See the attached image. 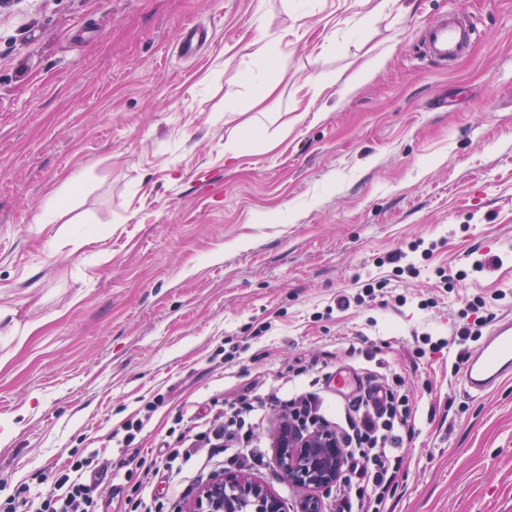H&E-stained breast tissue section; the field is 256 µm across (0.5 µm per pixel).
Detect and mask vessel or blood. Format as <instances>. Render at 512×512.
Returning a JSON list of instances; mask_svg holds the SVG:
<instances>
[{"label": "vessel or blood", "mask_w": 512, "mask_h": 512, "mask_svg": "<svg viewBox=\"0 0 512 512\" xmlns=\"http://www.w3.org/2000/svg\"><path fill=\"white\" fill-rule=\"evenodd\" d=\"M477 36V28L464 13L443 16L424 27V51L432 61L448 64L467 56ZM211 37L208 27L198 23L185 25L176 44L182 57L196 58ZM466 393L481 396L512 378V317L498 319L476 354L460 368Z\"/></svg>", "instance_id": "b4317fda"}]
</instances>
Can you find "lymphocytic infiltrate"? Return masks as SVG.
Masks as SVG:
<instances>
[{
    "mask_svg": "<svg viewBox=\"0 0 512 512\" xmlns=\"http://www.w3.org/2000/svg\"><path fill=\"white\" fill-rule=\"evenodd\" d=\"M366 380L367 387L343 405L333 425L321 415L322 396L313 385L286 398L275 386L260 395L244 394L225 400L223 412L217 414H178L180 432L158 453L134 452V466L126 473L123 489L124 512H164L155 484L181 474L189 463L205 467L222 454L237 467H247L260 451L261 427L274 407L304 431L334 428L344 464L336 485L328 489L333 512H387L403 475L399 450L415 436V413L402 375L370 374ZM111 477L108 454L74 456L44 496L28 499V487L22 484L15 500L25 501L30 512H101L102 489Z\"/></svg>",
    "mask_w": 512,
    "mask_h": 512,
    "instance_id": "lymphocytic-infiltrate-1",
    "label": "lymphocytic infiltrate"
}]
</instances>
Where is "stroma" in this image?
<instances>
[{"label":"stroma","instance_id":"stroma-1","mask_svg":"<svg viewBox=\"0 0 512 512\" xmlns=\"http://www.w3.org/2000/svg\"><path fill=\"white\" fill-rule=\"evenodd\" d=\"M461 8L469 56L429 63L425 23ZM196 21L214 39L179 60ZM263 34L268 97L246 54ZM420 238L439 246L419 278L385 263ZM378 280L376 299L336 309ZM508 313L512 0L0 10V501L43 491L154 395L145 449L180 407L315 363L406 374L416 437L392 512H512V380L476 398L451 370L458 328ZM422 333L445 347L417 353ZM280 423L243 474L300 512Z\"/></svg>","mask_w":512,"mask_h":512}]
</instances>
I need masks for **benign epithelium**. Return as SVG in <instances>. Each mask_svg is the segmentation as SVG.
Returning <instances> with one entry per match:
<instances>
[{
	"instance_id": "benign-epithelium-1",
	"label": "benign epithelium",
	"mask_w": 512,
	"mask_h": 512,
	"mask_svg": "<svg viewBox=\"0 0 512 512\" xmlns=\"http://www.w3.org/2000/svg\"><path fill=\"white\" fill-rule=\"evenodd\" d=\"M277 461L288 479L314 490L336 481L343 453L336 437L316 431L300 435L284 425L276 437ZM185 512H281L278 498L238 474H226L207 484Z\"/></svg>"
}]
</instances>
